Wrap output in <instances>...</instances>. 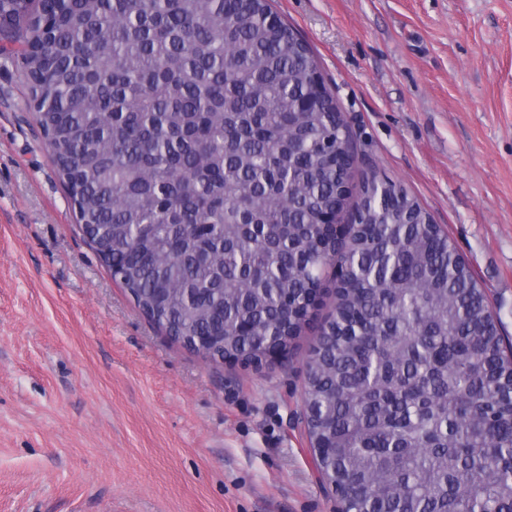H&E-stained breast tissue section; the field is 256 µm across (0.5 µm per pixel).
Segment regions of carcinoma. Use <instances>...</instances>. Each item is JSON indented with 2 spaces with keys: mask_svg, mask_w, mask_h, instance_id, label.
I'll return each instance as SVG.
<instances>
[{
  "mask_svg": "<svg viewBox=\"0 0 512 512\" xmlns=\"http://www.w3.org/2000/svg\"><path fill=\"white\" fill-rule=\"evenodd\" d=\"M0 35L92 249L183 345L292 343L338 269L304 391L340 512H512L499 320L402 186L366 177L348 236L325 226L357 146L271 0H0Z\"/></svg>",
  "mask_w": 512,
  "mask_h": 512,
  "instance_id": "1",
  "label": "carcinoma"
}]
</instances>
